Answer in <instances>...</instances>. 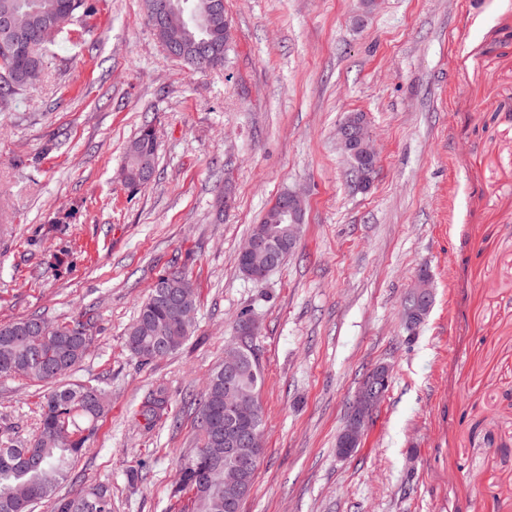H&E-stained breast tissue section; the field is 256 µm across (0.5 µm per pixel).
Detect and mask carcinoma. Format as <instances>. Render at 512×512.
Listing matches in <instances>:
<instances>
[{"label": "carcinoma", "instance_id": "1", "mask_svg": "<svg viewBox=\"0 0 512 512\" xmlns=\"http://www.w3.org/2000/svg\"><path fill=\"white\" fill-rule=\"evenodd\" d=\"M170 26L182 28L181 50L177 60L202 70L218 67L227 61L232 42L231 23L226 17L201 19L210 0H168ZM89 10L86 0H0V15L16 14L29 40L11 53L0 50V96L6 97L28 87L32 74L42 66L39 50L46 44L49 31L65 32L61 21H72L77 11ZM157 141L152 127L144 126L126 148L124 169L148 185L154 177ZM147 166H141L142 160ZM300 227L280 219L268 208L251 235H264L278 241L283 263L294 248ZM196 294L192 279L183 271L159 276L147 300L139 309L126 335L128 348L145 362L164 358L180 349L191 328L176 318L177 305L195 307ZM33 318L0 324V377L15 375L44 383L55 376L72 371L84 358L91 342V323L80 319L56 324L48 335L30 336L18 328ZM245 357L238 380L244 394L259 392L263 374L256 357L252 338H247ZM107 394L94 385L60 386L45 397L42 419L36 438L29 445L37 449L36 460L28 465L18 462L26 447L21 442L0 445V512H33L34 504L17 499V488L31 490L48 512H112V491L98 486L87 494L58 495L67 480L71 462L82 453L95 433L98 419L104 414ZM224 404V372L218 367L209 376L199 397L197 427L199 446L182 465L180 488L195 492L192 512H224V469L206 476L207 458L224 454V437L206 431L203 418L208 407ZM169 398L164 386H157L142 403L140 415L153 424L168 414Z\"/></svg>", "mask_w": 512, "mask_h": 512}]
</instances>
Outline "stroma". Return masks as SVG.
Wrapping results in <instances>:
<instances>
[{
	"instance_id": "35a3bbf8",
	"label": "stroma",
	"mask_w": 512,
	"mask_h": 512,
	"mask_svg": "<svg viewBox=\"0 0 512 512\" xmlns=\"http://www.w3.org/2000/svg\"><path fill=\"white\" fill-rule=\"evenodd\" d=\"M90 2L0 104V324L90 320L61 382L109 398L61 494L190 512L194 400L245 310L264 453L243 512H512V0H224L233 49L201 72L162 49L142 0ZM353 112L379 156L366 191L336 140ZM146 125L156 176L132 190L124 152ZM287 190L301 233L253 283L238 253ZM175 269L196 287L191 335L146 364L125 332ZM423 271L434 302L411 336ZM380 365L389 386L338 455ZM160 385L169 416L149 425ZM46 392L0 378V441L35 437ZM169 398L164 386H157L142 403L140 415L147 422L153 424L168 414Z\"/></svg>"
}]
</instances>
